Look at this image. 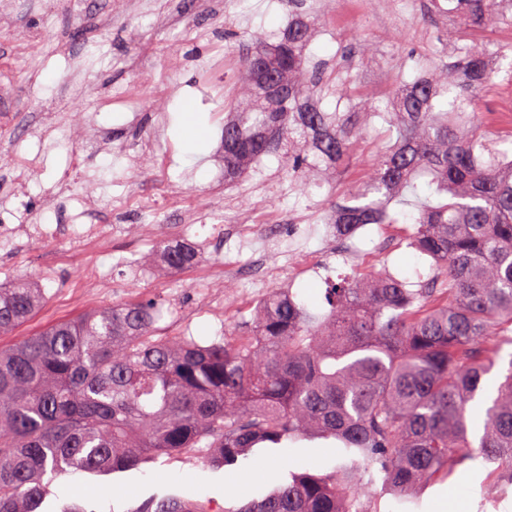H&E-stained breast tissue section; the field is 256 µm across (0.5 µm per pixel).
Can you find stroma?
Masks as SVG:
<instances>
[{
    "label": "stroma",
    "mask_w": 512,
    "mask_h": 512,
    "mask_svg": "<svg viewBox=\"0 0 512 512\" xmlns=\"http://www.w3.org/2000/svg\"><path fill=\"white\" fill-rule=\"evenodd\" d=\"M19 27L0 26V202L14 199L9 162L42 154L31 177L23 223L44 219L71 223L81 214L76 197L56 196L62 174L70 171L78 147L69 140L43 142L29 131L32 113L59 107L78 130L99 129L111 144L92 157L75 185L101 190L99 229H111L108 244L91 252L20 235L10 251H0V287L28 279L38 282L46 300L38 313L0 336L10 348L43 328L78 314L149 296L165 299L171 311L160 325L170 336L214 340L249 325L251 306L267 290L288 288L311 315L322 316L323 294L340 277H360L385 266L410 284L428 275L404 241L401 226L370 224L354 236L353 256L343 257L340 238L328 217L337 200L356 186L366 164L389 140L383 115L391 111L402 82L413 80L448 59V23H431L432 0H417L406 35L390 38L382 21L346 22L343 0H318L312 18V62L330 65L332 84L349 83L372 99L374 116L345 165L321 164L313 176L294 178L286 160L263 158L249 175L221 186L214 183L213 155L225 113L249 106L244 48L256 39L276 41L297 7L296 0H125L110 14L109 0H82L73 12L67 0H14ZM372 54H362L361 41ZM91 42L87 78L95 89L87 96L71 79L62 47L79 50ZM202 129L199 142L186 143L183 115ZM155 139L145 154L141 145ZM138 152L139 173L130 176L127 155ZM162 209L170 196H182L202 211L201 221L170 229L144 226L135 219L111 226L107 210L129 196ZM249 212L256 229L250 242L232 228ZM197 243L194 266L174 272L161 259L164 243ZM277 269L262 287L228 276L197 288L198 270L235 266L249 270L257 260ZM92 264L109 286L92 299L75 286V269ZM224 299L216 318L210 296ZM336 455L322 441H301L239 458L229 469H212L203 455L160 456L138 467L109 474L70 475L63 499L83 500L91 512H136L147 500L180 495L208 502L213 512H232L268 493L289 472L332 468ZM482 474L461 467L451 481L426 490L420 512H477Z\"/></svg>",
    "instance_id": "stroma-1"
}]
</instances>
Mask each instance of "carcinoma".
I'll use <instances>...</instances> for the list:
<instances>
[{
    "mask_svg": "<svg viewBox=\"0 0 512 512\" xmlns=\"http://www.w3.org/2000/svg\"><path fill=\"white\" fill-rule=\"evenodd\" d=\"M456 22L492 31L512 23V0H448ZM310 25L302 13L288 35L259 42L288 72L284 91L249 87L255 112L224 118V179L288 148V171L336 164L361 139L363 112L314 103L325 72L308 66ZM483 44H456V60L404 86L386 121L396 145L380 153L336 205V233L404 224L408 247L432 260L419 288L380 270L326 292L329 311L312 316L289 288L254 311L247 336L211 343L160 333L164 301L117 304L60 322L0 349V512H46L47 489L76 472L132 469L149 454L209 451L215 468L260 448L334 439L336 465L291 472L260 499L227 512H380L390 493L419 498L467 465L495 466L477 512L512 499V359L493 391L487 379L512 344V132L467 136V109L499 70ZM442 202L415 214L392 203L416 180ZM166 266L198 257L194 243H169ZM44 299L29 281L0 289V333ZM136 512H212L167 495Z\"/></svg>",
    "mask_w": 512,
    "mask_h": 512,
    "instance_id": "carcinoma-1",
    "label": "carcinoma"
}]
</instances>
